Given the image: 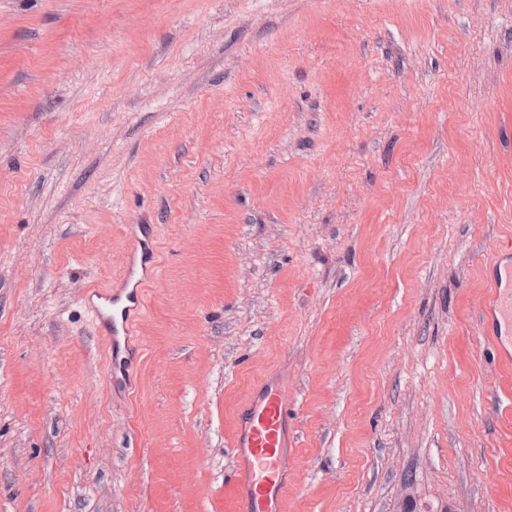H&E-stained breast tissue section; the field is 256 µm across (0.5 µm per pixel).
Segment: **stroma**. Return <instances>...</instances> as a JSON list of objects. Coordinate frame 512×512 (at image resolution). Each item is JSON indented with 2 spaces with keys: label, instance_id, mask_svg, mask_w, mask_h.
Returning a JSON list of instances; mask_svg holds the SVG:
<instances>
[{
  "label": "stroma",
  "instance_id": "1",
  "mask_svg": "<svg viewBox=\"0 0 512 512\" xmlns=\"http://www.w3.org/2000/svg\"><path fill=\"white\" fill-rule=\"evenodd\" d=\"M156 227L129 384L85 292ZM512 0H0V512H512ZM494 268L492 274V292L489 302L483 308L482 322L485 327L488 337L497 348V353L501 359L511 364L512 348L507 349L504 345L502 326L510 329L512 327V283L502 287V281H499L498 275H494ZM289 410L288 395L279 382L270 378L260 394L237 412L231 448L242 491L240 512H284Z\"/></svg>",
  "mask_w": 512,
  "mask_h": 512
}]
</instances>
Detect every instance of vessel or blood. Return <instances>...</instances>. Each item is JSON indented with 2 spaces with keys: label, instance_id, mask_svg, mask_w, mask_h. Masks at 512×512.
<instances>
[{
  "label": "vessel or blood",
  "instance_id": "vessel-or-blood-1",
  "mask_svg": "<svg viewBox=\"0 0 512 512\" xmlns=\"http://www.w3.org/2000/svg\"><path fill=\"white\" fill-rule=\"evenodd\" d=\"M129 246L123 274L115 285L92 290L85 299L97 332L109 348L112 383L128 378L138 346L135 324L145 300V287L155 276L156 236L153 227L127 229ZM488 337L504 361L512 349L504 345L501 328L512 327V288L493 281L490 299L482 311ZM288 396L276 380L243 404L235 421L231 448L238 463L237 482L242 491L239 512H284L288 492L285 450L288 446Z\"/></svg>",
  "mask_w": 512,
  "mask_h": 512
}]
</instances>
